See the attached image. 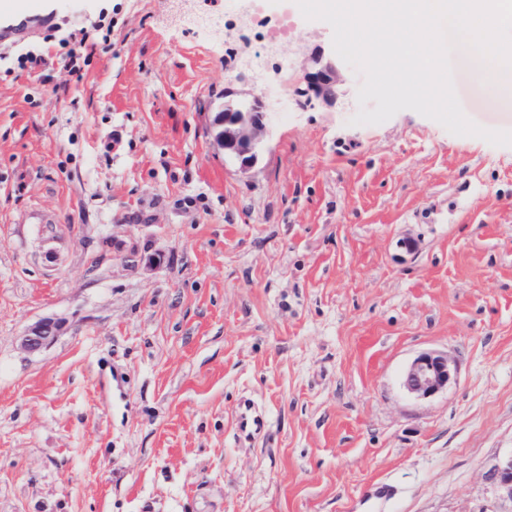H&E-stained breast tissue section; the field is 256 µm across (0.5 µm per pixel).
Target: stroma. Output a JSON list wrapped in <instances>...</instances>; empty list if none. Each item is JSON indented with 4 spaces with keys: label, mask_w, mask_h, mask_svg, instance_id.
Masks as SVG:
<instances>
[{
    "label": "stroma",
    "mask_w": 512,
    "mask_h": 512,
    "mask_svg": "<svg viewBox=\"0 0 512 512\" xmlns=\"http://www.w3.org/2000/svg\"><path fill=\"white\" fill-rule=\"evenodd\" d=\"M117 3L115 48L58 66ZM332 39L295 0H77L0 49L55 63L0 78V512H512V146L351 125L350 68L333 105L276 104ZM475 62L464 113L512 131ZM241 75L270 113L246 175L212 135ZM427 351L457 376L417 399ZM63 325L62 320L53 317L39 320L19 337L21 349L28 353L46 350L59 336ZM453 376L447 354L425 352L406 367L402 385L410 396L425 399L447 389ZM236 423L238 432L246 437H254L264 433L266 421L263 416L257 414L250 401L244 400L240 403ZM499 493L512 500V453L499 462L491 476Z\"/></svg>",
    "instance_id": "1"
}]
</instances>
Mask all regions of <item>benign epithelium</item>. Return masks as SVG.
I'll return each instance as SVG.
<instances>
[{"mask_svg":"<svg viewBox=\"0 0 512 512\" xmlns=\"http://www.w3.org/2000/svg\"><path fill=\"white\" fill-rule=\"evenodd\" d=\"M302 71L303 83L296 91L297 105L313 108L336 102L345 84V73L336 57L316 48L304 59ZM266 112L267 104L262 97L240 89L225 94L224 104L215 118L214 141L242 174L256 166L264 148L268 133ZM63 325L62 320L53 317L39 320L19 337L21 349L28 353L46 350L59 336ZM452 380L448 355L425 352L406 367L402 385L409 395L425 399L447 389ZM492 480L499 493L512 500V454L502 458L492 473Z\"/></svg>","mask_w":512,"mask_h":512,"instance_id":"1","label":"benign epithelium"}]
</instances>
